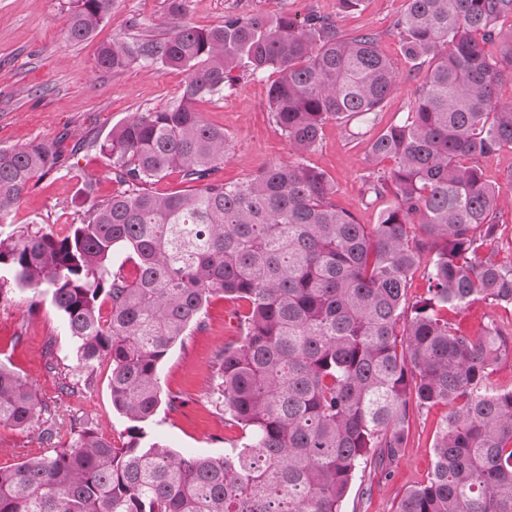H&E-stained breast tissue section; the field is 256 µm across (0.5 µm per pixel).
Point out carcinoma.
I'll use <instances>...</instances> for the list:
<instances>
[{
	"label": "carcinoma",
	"mask_w": 512,
	"mask_h": 512,
	"mask_svg": "<svg viewBox=\"0 0 512 512\" xmlns=\"http://www.w3.org/2000/svg\"><path fill=\"white\" fill-rule=\"evenodd\" d=\"M396 37L424 71L406 119L370 141L366 176L393 203L375 224L336 205L325 173L275 164L227 183L224 130L197 103L239 72L272 69L268 108L299 154L325 124L382 110L397 73L374 34L347 35L326 15H231L207 30L170 0L164 32L116 36L97 66L187 73L180 99L137 112L99 144L119 191L92 199L59 234L36 224L0 231V296L49 295L88 388L108 363L122 446L82 424L54 447L53 409L0 363V425L34 429L53 454L0 468V512H341L358 473L388 469L406 448L411 416L443 406L427 479L395 512H512V385L493 374L512 357V331L461 332L448 312L472 301L512 306V260L498 259L500 187L479 159L512 150V0H407ZM115 0H69L67 37L93 38ZM53 143L0 148V228L35 178L64 167ZM177 172L188 189L152 185ZM137 266L130 281L114 256ZM425 268L428 296L407 290ZM214 295L248 302L244 336L214 358L217 404L242 432L222 456L180 455L155 441L160 368ZM109 311L102 314L103 302Z\"/></svg>",
	"instance_id": "1"
}]
</instances>
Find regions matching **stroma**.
Masks as SVG:
<instances>
[{
	"label": "stroma",
	"instance_id": "35a3bbf8",
	"mask_svg": "<svg viewBox=\"0 0 512 512\" xmlns=\"http://www.w3.org/2000/svg\"><path fill=\"white\" fill-rule=\"evenodd\" d=\"M68 0H0V148L34 139L60 142L66 163L58 173L34 180L14 211L13 224H38L62 233L85 205L83 187L93 184L96 199L105 200L117 185L99 144L130 114L164 107L180 97L184 71L133 67L115 74L96 66L98 48L112 37L132 31L161 33L169 19V0H117L111 18L95 37L73 45L67 41ZM406 0H363L358 11L341 12L338 0H189L186 20L201 29L223 22L232 14L264 13L303 18L314 11L335 18L340 30H368L399 73L397 89L382 112L347 125L327 123L316 148L293 154L287 139L273 123L268 90L273 71L247 76L198 105L204 120L223 128L230 158L214 174L225 182L253 177L274 164L301 162L324 172L334 185L340 208L359 223H375L382 202L369 203L365 193L369 142L388 125L410 112L420 74L410 73L398 50L395 24ZM487 178L501 188L498 245L500 258L512 256V151L482 157ZM245 302L217 295L204 308L202 327L190 328L161 365L164 392L179 394L177 411L160 410L158 440L178 454L221 456L239 445L241 431L225 423L215 410L213 356L243 334L240 319ZM453 321L466 333L477 334L488 324L512 327V307L477 301L459 310ZM54 341L59 366L49 369L46 343ZM0 362L28 381L38 397L51 405L59 443L72 437L76 421L92 423L115 445L126 439L127 421L112 406L111 370L101 365L90 390L71 396L59 393L61 373L78 374L79 361L61 319L48 296L39 291L14 290L0 296ZM444 407L416 415L407 445L388 471L357 477L342 512H395L408 489L426 480L437 424ZM37 432L0 426V467L8 468L48 455Z\"/></svg>",
	"mask_w": 512,
	"mask_h": 512
}]
</instances>
